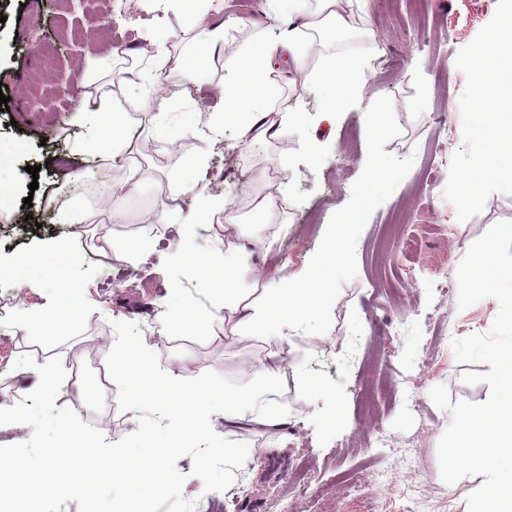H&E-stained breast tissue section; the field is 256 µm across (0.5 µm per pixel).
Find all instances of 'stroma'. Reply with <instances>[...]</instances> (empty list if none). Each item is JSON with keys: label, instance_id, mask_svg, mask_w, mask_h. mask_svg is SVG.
I'll return each mask as SVG.
<instances>
[{"label": "stroma", "instance_id": "stroma-1", "mask_svg": "<svg viewBox=\"0 0 512 512\" xmlns=\"http://www.w3.org/2000/svg\"><path fill=\"white\" fill-rule=\"evenodd\" d=\"M498 2L424 0L418 10L412 0H366L359 13L363 36L342 45L370 62L363 98L334 121L320 120V90L305 74L324 54L306 59L301 71L285 65L277 95L289 111L306 112L307 121L287 140L246 149L229 137L206 143L198 136L219 100L225 56L252 41L269 7L268 0H226L210 22L232 12L241 24L229 32L223 54L212 58L202 90L187 91L161 70L151 74L158 94L149 105L141 103L140 79L130 78L121 89L114 107L126 115L127 136L152 152L142 156L144 181L128 194L126 217L115 224L101 216V192L122 161L100 150L77 155L84 131L70 124L69 110L88 91V56L110 54L115 39L138 43L145 13L134 0H0V93L10 98L0 112V188L8 193L0 204V252L23 255L62 240L78 258L72 282L80 313L52 341L16 327L20 316L44 308L50 290H0V456H20L28 469L43 467L61 416L93 435L99 447L134 453L144 451L145 432L160 442L177 429L160 411L131 413L124 383L108 368L113 348L153 340L174 307L197 310L210 317V326L165 340L159 366L184 358L216 384L251 389L255 368L282 350L276 338L225 340L209 290L181 258L184 226L148 223L185 158L206 153L196 173L201 187L224 196L244 219L254 171L280 154L289 157L272 189L273 222L288 229L271 252L255 250L245 288L266 276H303L325 245L336 209L357 200L377 158L392 163L389 186L374 195L366 222L352 229L354 256L336 280L328 333L318 335L312 325L291 330L292 350L283 364L287 374H311L342 395L346 426L326 432L307 402L289 409V425L278 432L228 429L218 417L212 434L179 448L175 477L162 488L147 484L128 497L117 480L90 484L79 494L61 487L42 498L36 512H110L122 496L129 512H463L477 483L467 477L443 482L438 442L450 414L430 391L446 386L454 403L489 397L488 384L463 379L470 371L489 372V365L458 362L451 343L487 332L498 305L485 298L459 308L456 274L475 240L496 223L512 221V195H491L479 214L462 222L443 190L451 157L464 146L466 76L456 58L491 21ZM50 41L56 54L47 64L37 48ZM376 104L391 112L393 129L374 142L366 136V114ZM310 142L319 147L312 165L305 158ZM34 165L40 168L35 176L28 172ZM70 208L93 215L94 223L83 232L59 223V212ZM137 238L148 239L149 252L134 262L122 245ZM49 356L58 375L43 396L32 385ZM76 366L88 379L105 378L111 403L101 401L95 385L85 393L75 389ZM367 376L397 384L370 419L359 410ZM228 446L253 449L254 456L238 463L225 457Z\"/></svg>", "mask_w": 512, "mask_h": 512}]
</instances>
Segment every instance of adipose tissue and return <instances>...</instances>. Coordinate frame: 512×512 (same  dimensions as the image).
I'll list each match as a JSON object with an SVG mask.
<instances>
[{"label": "adipose tissue", "mask_w": 512, "mask_h": 512, "mask_svg": "<svg viewBox=\"0 0 512 512\" xmlns=\"http://www.w3.org/2000/svg\"><path fill=\"white\" fill-rule=\"evenodd\" d=\"M159 17L153 18L146 34L144 48L127 49L134 62H147L163 69L189 85L204 81L210 63L223 46L230 30L240 24L238 17L226 16L223 23L205 25L209 0H158ZM356 0H272L267 24L257 26L251 45L224 59V105L211 119L203 138L223 134L232 129L238 142L252 146L258 142L279 140L300 132L306 121L302 112L284 111L274 97L280 65L284 58L304 64L315 34L325 27L347 31V17ZM174 12L188 19L193 34L194 50L190 54L174 53L160 33L164 16ZM118 55L92 56L87 60L92 92L73 107L72 120L82 125L86 133L85 146L102 149L121 156L133 146L124 135V113L112 110L110 91L99 84L113 73ZM368 62L354 55H332L319 69L308 73L310 82L320 85L322 94L317 109L325 120H333L347 104L361 98L368 84ZM204 155L190 158L183 170L159 201L160 217H183L186 224L200 223L202 216L223 213L224 249L211 251L204 257L186 252L185 259L195 273L203 278L212 297L218 298L224 309V338L245 342L275 336L305 323H317L327 329L326 312L333 283L342 264L351 256L349 241L355 224L361 223L368 201L337 210L330 226L324 249L315 257L307 274L298 280L285 278L257 280L252 287H241L243 277L250 272V258L255 244L271 222L276 207L273 195H266L250 214L249 226H242L236 214L227 212L223 199L198 192L194 171L204 162ZM195 194L197 205L184 211L179 199ZM57 258L55 275L60 283L52 294V302L40 314L21 322L19 330L48 338L68 327L79 307L77 289L71 288L69 268L73 258L64 242H57L24 256L0 260V279L16 280L21 287L38 289L42 283L34 275L36 268L48 258ZM158 343H143L125 347L112 355V375L126 382L131 408L154 405L177 419L184 434L193 435L212 427L211 404L223 405V420L228 426H247L265 431H278L288 425V415L278 402L260 405L252 390L227 391L212 384L201 374H188L185 366L158 368L153 356ZM257 378L280 388L294 383L309 402L317 404V417L326 430H334L345 422L341 396L321 381L305 374L288 379L279 359H268L256 372ZM58 438L45 451L42 471H28L15 460L0 458V475L17 473V481L0 483V503L20 497L35 498L49 493L54 479L62 475L61 463L74 451L84 456L87 478L120 476L130 486L144 481H164L174 460L179 437H171L164 445L149 449L139 458H128L124 449L98 448L92 436L74 427L70 419L57 426Z\"/></svg>", "instance_id": "adipose-tissue-1"}]
</instances>
